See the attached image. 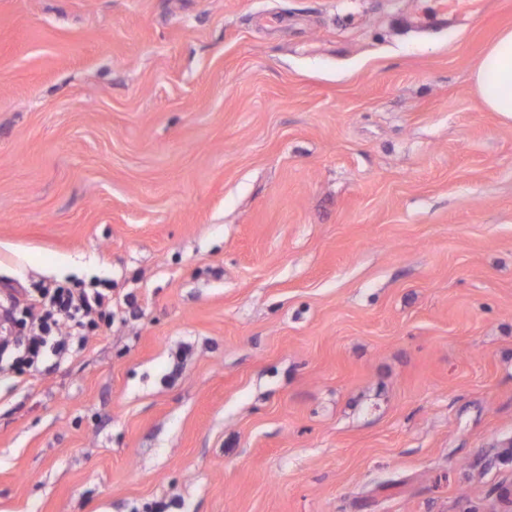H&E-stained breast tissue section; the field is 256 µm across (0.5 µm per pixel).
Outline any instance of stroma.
I'll use <instances>...</instances> for the list:
<instances>
[{
	"instance_id": "stroma-1",
	"label": "stroma",
	"mask_w": 512,
	"mask_h": 512,
	"mask_svg": "<svg viewBox=\"0 0 512 512\" xmlns=\"http://www.w3.org/2000/svg\"><path fill=\"white\" fill-rule=\"evenodd\" d=\"M0 0V512H506L512 0ZM27 385L16 384L14 366ZM484 107L512 120V29L502 31L472 73ZM108 294L88 292L82 288H67L57 285L44 288L40 298L27 308L29 318L27 354L38 358L44 345V336L48 335L51 325L65 330V339L56 347V354L63 357L70 350L69 340L78 347L84 346L88 333L98 326L100 321L110 322L112 312L109 309Z\"/></svg>"
}]
</instances>
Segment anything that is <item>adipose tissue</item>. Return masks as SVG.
<instances>
[{
	"label": "adipose tissue",
	"mask_w": 512,
	"mask_h": 512,
	"mask_svg": "<svg viewBox=\"0 0 512 512\" xmlns=\"http://www.w3.org/2000/svg\"><path fill=\"white\" fill-rule=\"evenodd\" d=\"M484 107L512 120V29L502 31L472 73Z\"/></svg>",
	"instance_id": "ef3b65f1"
}]
</instances>
